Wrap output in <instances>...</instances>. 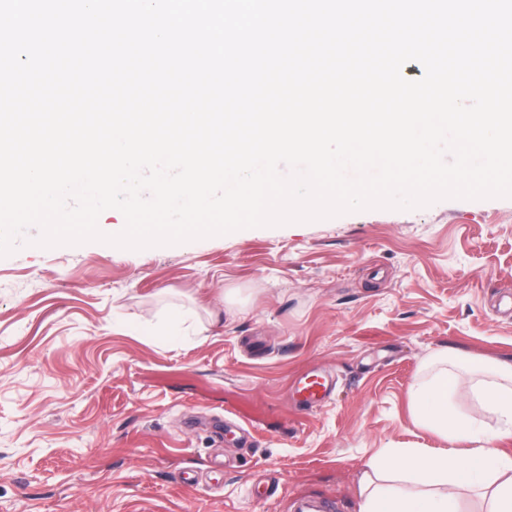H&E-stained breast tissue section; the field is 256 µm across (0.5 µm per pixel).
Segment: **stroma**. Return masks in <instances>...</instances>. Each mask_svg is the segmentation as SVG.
Here are the masks:
<instances>
[{
    "mask_svg": "<svg viewBox=\"0 0 512 512\" xmlns=\"http://www.w3.org/2000/svg\"><path fill=\"white\" fill-rule=\"evenodd\" d=\"M39 235L0 257V512H359L383 449L447 448L410 411L442 348L457 415L499 425L469 362L512 359V198L140 251ZM314 366L336 390L307 413L291 386Z\"/></svg>",
    "mask_w": 512,
    "mask_h": 512,
    "instance_id": "stroma-1",
    "label": "stroma"
}]
</instances>
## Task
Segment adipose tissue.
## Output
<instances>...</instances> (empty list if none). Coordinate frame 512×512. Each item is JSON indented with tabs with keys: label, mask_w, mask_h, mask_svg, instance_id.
<instances>
[{
	"label": "adipose tissue",
	"mask_w": 512,
	"mask_h": 512,
	"mask_svg": "<svg viewBox=\"0 0 512 512\" xmlns=\"http://www.w3.org/2000/svg\"><path fill=\"white\" fill-rule=\"evenodd\" d=\"M477 372L492 373L479 381L474 393L502 422L497 438L512 436V362L473 361ZM427 376L413 389L414 420L448 441V449L388 448L371 464L360 482V512H462L460 493L486 491L492 512H512V459L487 445L469 447L471 428L448 402L456 377L441 350L422 365Z\"/></svg>",
	"instance_id": "adipose-tissue-1"
}]
</instances>
